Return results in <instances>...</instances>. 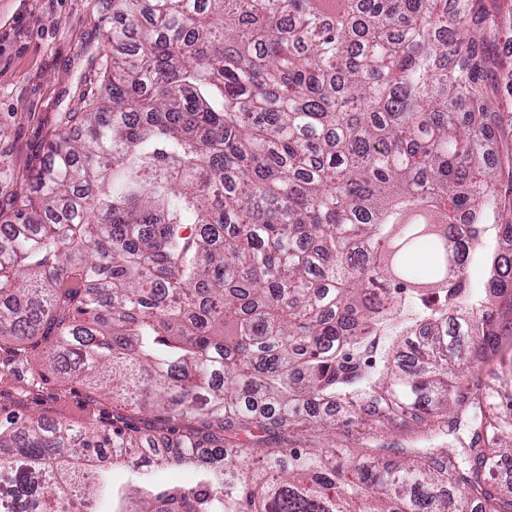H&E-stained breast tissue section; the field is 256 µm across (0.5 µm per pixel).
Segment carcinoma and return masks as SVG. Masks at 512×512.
<instances>
[{"label": "carcinoma", "instance_id": "carcinoma-1", "mask_svg": "<svg viewBox=\"0 0 512 512\" xmlns=\"http://www.w3.org/2000/svg\"><path fill=\"white\" fill-rule=\"evenodd\" d=\"M109 2L100 93L0 215V350L144 417L0 422L3 512H73L140 447L205 492L127 512H512L480 372L512 332V252L481 253L512 241L492 0ZM395 409L433 422L401 463L288 447Z\"/></svg>", "mask_w": 512, "mask_h": 512}]
</instances>
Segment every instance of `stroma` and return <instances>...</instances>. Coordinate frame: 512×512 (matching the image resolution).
Listing matches in <instances>:
<instances>
[{
    "instance_id": "obj_1",
    "label": "stroma",
    "mask_w": 512,
    "mask_h": 512,
    "mask_svg": "<svg viewBox=\"0 0 512 512\" xmlns=\"http://www.w3.org/2000/svg\"><path fill=\"white\" fill-rule=\"evenodd\" d=\"M111 25L107 0H0V209L39 164L60 114L97 91ZM0 409L92 427L111 423L114 406L63 381L34 348L20 359L0 351Z\"/></svg>"
}]
</instances>
